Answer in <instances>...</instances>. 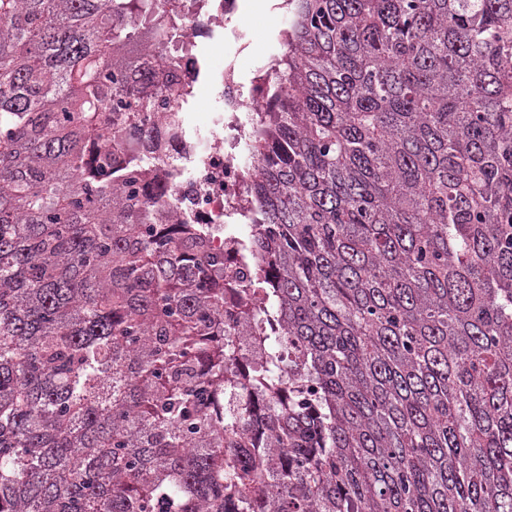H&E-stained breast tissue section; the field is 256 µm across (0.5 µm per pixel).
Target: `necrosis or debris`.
I'll list each match as a JSON object with an SVG mask.
<instances>
[{"label": "necrosis or debris", "mask_w": 512, "mask_h": 512, "mask_svg": "<svg viewBox=\"0 0 512 512\" xmlns=\"http://www.w3.org/2000/svg\"><path fill=\"white\" fill-rule=\"evenodd\" d=\"M179 11L184 34L158 47L176 58L178 73L187 86L182 114L184 136L164 142V128L145 125L144 137L160 143L167 157L168 193L180 217L195 224L214 226V250L224 252L233 270L250 277L254 260L239 242L250 233L244 217L250 205V183L255 174L249 151L248 130L255 126L265 103L268 70L257 67L250 83L239 80L237 59L245 50L244 33L234 26L239 0H167ZM234 42L223 66L214 68L210 48ZM211 84L222 88L218 103L208 105L204 118H196L197 90Z\"/></svg>", "instance_id": "4bbe7bcc"}]
</instances>
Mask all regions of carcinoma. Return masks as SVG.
<instances>
[{
  "mask_svg": "<svg viewBox=\"0 0 512 512\" xmlns=\"http://www.w3.org/2000/svg\"><path fill=\"white\" fill-rule=\"evenodd\" d=\"M164 2L0 0V512H512V0H286L253 370L114 132Z\"/></svg>",
  "mask_w": 512,
  "mask_h": 512,
  "instance_id": "1",
  "label": "carcinoma"
}]
</instances>
